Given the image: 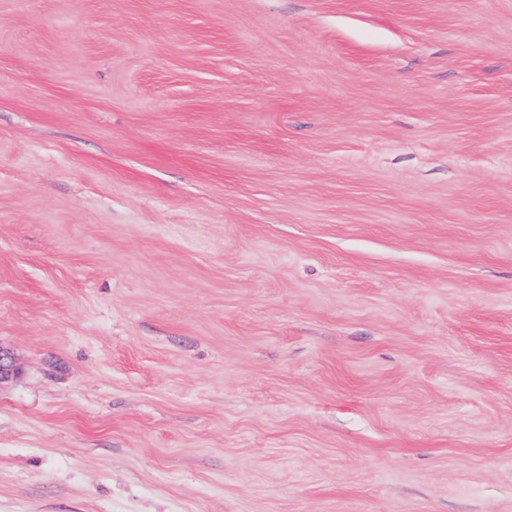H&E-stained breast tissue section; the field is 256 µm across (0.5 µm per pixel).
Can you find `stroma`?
Masks as SVG:
<instances>
[{
    "instance_id": "obj_1",
    "label": "stroma",
    "mask_w": 512,
    "mask_h": 512,
    "mask_svg": "<svg viewBox=\"0 0 512 512\" xmlns=\"http://www.w3.org/2000/svg\"><path fill=\"white\" fill-rule=\"evenodd\" d=\"M0 512H512V0H0Z\"/></svg>"
}]
</instances>
